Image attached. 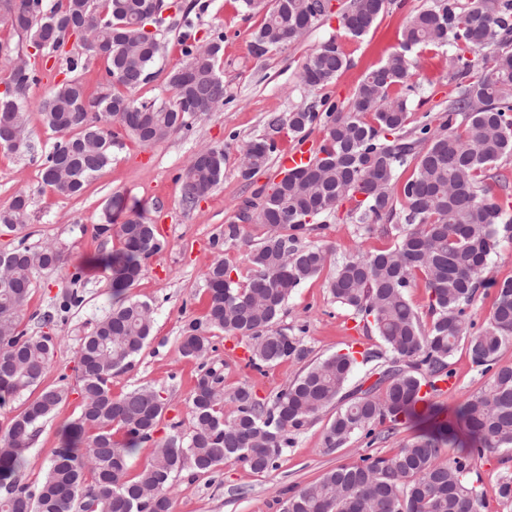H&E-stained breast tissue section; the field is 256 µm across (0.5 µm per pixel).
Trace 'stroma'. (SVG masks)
Segmentation results:
<instances>
[{
  "instance_id": "35a3bbf8",
  "label": "stroma",
  "mask_w": 512,
  "mask_h": 512,
  "mask_svg": "<svg viewBox=\"0 0 512 512\" xmlns=\"http://www.w3.org/2000/svg\"><path fill=\"white\" fill-rule=\"evenodd\" d=\"M194 0H168L164 22L158 27L162 54L153 65L154 76L134 93L141 101L170 100L173 92L167 84L171 69L184 61L183 15ZM205 10L194 20L199 41L223 34V51L218 70L224 79V103L214 111L193 113L187 131L142 145L130 135L120 136L112 149V162L86 190L75 197L60 196L44 188L40 160L55 136L41 122L37 109L27 114L31 152L14 154L0 149V210L7 208L17 193L30 199L26 222L15 232L0 233V251L26 243L39 246L54 243L68 256L64 267L37 274L27 302V318L20 327L27 334L48 332L56 338V349L45 374L44 385L65 384L70 395L55 416L45 422L36 442L19 472L21 482L39 483L50 457L58 448L60 430L75 418L81 406L78 393L77 351L84 336L112 308L110 274L95 265V257L118 248L116 234L94 236L92 228L106 223L112 214L111 201L121 195L126 202L138 203L150 223L155 224L161 248L143 262V273L129 293L154 304V324L148 345L137 356L132 369L115 375L113 394H122L140 385L161 391L168 401L157 439H164L172 424L189 429L190 397L203 368H212L224 378L225 392L248 385L257 398L264 399L293 380L303 369L297 362H283L258 372L246 368L248 342L242 338L212 337V350L203 361L182 359L178 353L184 326L204 320L208 295L205 274L216 259H224L238 278H245L244 256L263 233L260 224L240 222L239 207L261 187L280 180L277 160L252 178L241 174L242 150L264 134L272 118H287L289 112L310 102L329 98L330 102L349 105L355 88L366 71L396 50L401 33L415 10L429 0H391L376 25L366 35L354 38L339 26L337 14L349 0H334L335 12L306 32L298 41L270 49L255 56L251 44L265 20L266 8L274 0H264L263 7L249 11L241 0H202ZM337 39L350 65L336 80L323 88L306 86L300 77L310 54L330 39ZM410 122L418 126L437 124L438 117L455 84L449 79L446 50H417L411 56ZM224 152V178L208 195L194 205L182 197L183 178L192 155L202 149ZM239 224L242 234L236 245L221 246L224 229ZM391 225L381 224L365 231L341 220L331 221L326 234L312 233V240L326 238L333 247L332 265L297 288L281 314L279 328L300 337L311 358H323L352 348L356 351L380 349L377 333L355 320L351 311L340 307L330 293L329 281L334 262L359 254L383 250L394 241ZM83 264L79 281H72L76 264ZM492 280L489 288L479 289L470 307L475 325L489 318L494 302V284L512 279V243H502L484 273ZM80 299L66 312H54L55 320L41 325L39 313L54 311L53 304L64 293ZM455 379L454 390L434 399L446 411H453L467 397L488 391L491 374L481 373L473 365L466 346H459L449 360ZM335 413L327 407L295 437L293 447L284 451L275 469L256 474L237 463L218 471L194 476L182 472L171 489L173 512H280L282 492L315 482L325 472L341 465L359 463L363 456L388 455L401 448L418 433L417 422H404L387 439L366 444L349 443L337 450L323 446V430ZM479 485L484 493V507L479 512H512L500 503L497 486L505 475H512V450L498 449L477 463Z\"/></svg>"
}]
</instances>
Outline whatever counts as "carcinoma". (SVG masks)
<instances>
[{
	"instance_id": "cac0c4a2",
	"label": "carcinoma",
	"mask_w": 512,
	"mask_h": 512,
	"mask_svg": "<svg viewBox=\"0 0 512 512\" xmlns=\"http://www.w3.org/2000/svg\"><path fill=\"white\" fill-rule=\"evenodd\" d=\"M388 0H351L339 16L342 30L354 37L368 33ZM330 0H275L253 43L261 57L270 48L291 42L329 13ZM165 0H0V19L30 46L43 53L63 51L70 29L88 58L106 61L111 91L90 99L79 79L52 83L37 106L44 126L59 134L41 164L44 186L58 195L81 194L112 162L119 132L149 144L189 128L190 112H210L224 103V80L216 62L223 36L185 45L186 60L167 75L173 91L168 102L139 101L132 93L152 78L151 66L161 43L146 44L144 27L161 24ZM512 0H432L413 14L403 30L401 50L372 66L343 112L327 100L291 112L288 122L268 123V132L246 147L243 161L250 176L264 168L276 149L275 134L283 128L298 135L323 121L318 157L299 167L306 178L297 182L289 170L269 188L257 191L259 202L247 200L240 218H255L267 227L262 240L245 254L246 281L231 277L222 259L205 274L208 310L205 322H192L180 337L182 358L197 360L209 350V334L225 333L248 340L245 366L272 367L297 363L309 350L297 336L277 327L292 292L325 267L330 247L312 244L308 236L342 220L369 230L393 219L394 243L384 249L348 257L338 263L329 288L336 303L353 311L364 326L374 328L383 350L365 351L362 363L376 362L369 387L348 391L357 363L354 353H336L310 363L273 396L260 400L241 385L231 394L235 409L224 417V378L208 369L197 379L191 396V426H171L161 442L153 435L167 407L161 392L139 386L112 393V376L132 367L152 329L153 309L124 293L139 279L142 262L160 247L155 226L137 209L124 221L99 224L95 235L111 232L122 247L96 262L110 271L118 300L85 336L77 352L80 412L61 429L42 481L18 482L40 424L66 401L69 387H41L56 348L49 333L27 335L20 315L35 274L67 264L65 253L52 245L25 242L0 252V407L32 387L38 395L0 429V512H173L172 481L184 470L210 473L227 462L254 473L276 467L310 420L336 406L323 432V445L338 449L376 428L393 429L403 419L431 423V430L386 456H368L361 463L339 466L318 481L293 492L283 512H477L483 493L473 478L485 453L512 448V366L493 374V386L465 399L451 418L441 409L419 406L422 387L452 375L448 359L466 343L473 364L490 370L503 345L512 341V281L496 288L488 321L476 332L468 309L481 275L501 243L512 241V221L504 219L493 198V184L508 189L504 176H490L501 160L512 158ZM418 46L451 51L455 96L441 116L439 129L429 124L409 127L412 90L408 53ZM483 54L477 80L463 82ZM348 66L335 40L313 52L301 80L326 86ZM0 93V149L30 150L27 94L39 82L38 70L11 66ZM371 120H366V117ZM23 142H13V132ZM413 166L399 183L397 171ZM224 178V151L196 152L182 185L193 203ZM493 179L488 183L487 179ZM28 196L20 192L0 211V225L13 230L27 216ZM422 275L429 291L430 321L407 300L408 288ZM119 430L123 439L115 438ZM152 455L138 477L126 479L130 455L148 442ZM458 449L446 465L436 463L440 449Z\"/></svg>"
}]
</instances>
